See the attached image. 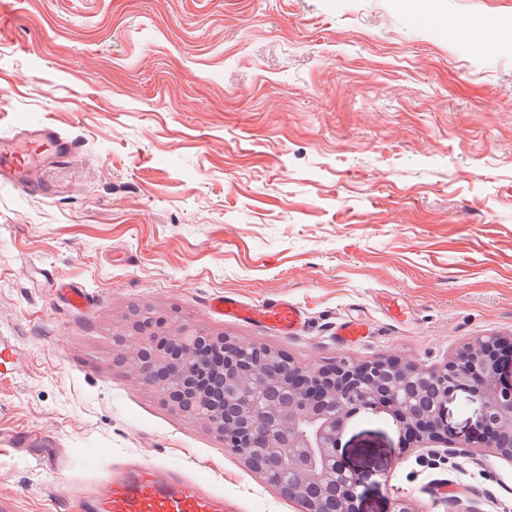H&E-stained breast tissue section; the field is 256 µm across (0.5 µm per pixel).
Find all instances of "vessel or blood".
<instances>
[{
  "label": "vessel or blood",
  "instance_id": "vessel-or-blood-1",
  "mask_svg": "<svg viewBox=\"0 0 512 512\" xmlns=\"http://www.w3.org/2000/svg\"><path fill=\"white\" fill-rule=\"evenodd\" d=\"M79 151L76 139L55 126L0 133V185L49 196V183L39 181V169L67 163ZM213 314L282 335L297 333L303 323L301 308L287 298L247 304L235 295L215 296ZM21 352L0 337V378L14 374ZM76 512H241L238 499L187 477L181 467L148 460H132L115 467L110 477L76 502Z\"/></svg>",
  "mask_w": 512,
  "mask_h": 512
}]
</instances>
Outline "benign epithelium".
Segmentation results:
<instances>
[{"label": "benign epithelium", "instance_id": "1", "mask_svg": "<svg viewBox=\"0 0 512 512\" xmlns=\"http://www.w3.org/2000/svg\"><path fill=\"white\" fill-rule=\"evenodd\" d=\"M143 381L164 402L194 413L300 512H356L364 477L338 448L362 411L387 414L418 443H448V401L458 391L479 403L485 447L512 460V387L498 385L512 336L466 342L443 366L423 370L393 357L299 364L282 350L245 344L181 324L137 329Z\"/></svg>", "mask_w": 512, "mask_h": 512}]
</instances>
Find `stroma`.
I'll return each mask as SVG.
<instances>
[{"mask_svg":"<svg viewBox=\"0 0 512 512\" xmlns=\"http://www.w3.org/2000/svg\"><path fill=\"white\" fill-rule=\"evenodd\" d=\"M0 0V131L50 123L78 154L50 197L0 187V512H65L128 459L176 463L244 512H298L207 424L142 384L135 306L302 363L391 355L422 367L512 334V0ZM485 22L489 52L445 20ZM93 296L70 311L36 272ZM304 307L293 336L213 316L212 295ZM399 317L387 311L390 301ZM368 334L343 344L345 316ZM456 392L433 455L385 414L356 418L357 512H512V461ZM21 356L20 350L0 336V379L14 374Z\"/></svg>","mask_w":512,"mask_h":512,"instance_id":"35a3bbf8","label":"stroma"}]
</instances>
